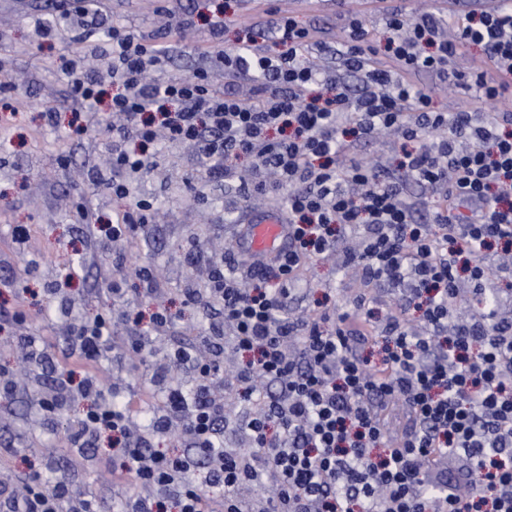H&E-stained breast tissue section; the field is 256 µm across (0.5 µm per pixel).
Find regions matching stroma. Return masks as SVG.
Here are the masks:
<instances>
[{
	"label": "stroma",
	"mask_w": 512,
	"mask_h": 512,
	"mask_svg": "<svg viewBox=\"0 0 512 512\" xmlns=\"http://www.w3.org/2000/svg\"><path fill=\"white\" fill-rule=\"evenodd\" d=\"M281 11L323 30L327 49L320 61L335 73L343 63L336 51L342 41L336 0H277ZM108 20L152 40H163L176 9L192 12L195 27L186 46L174 49L163 71L153 78L162 82L189 75L204 66L203 47L209 46L204 0H102ZM72 29L76 17L50 12L47 0H0V68L21 92L18 111L10 124H0V195L10 203L0 206V368L14 367L21 333L8 320L17 300L32 310L26 331L45 348L44 362L32 365L24 387L0 397V472L32 469L43 477L55 469L70 488L92 499L96 512H126L130 496L112 484V454L105 440L74 442L72 434L82 405L66 402L53 418L39 414L37 401L56 389L54 367L70 351L65 327L89 313L126 309L139 303V269L161 273L162 302L178 319L168 335L152 338L153 363L144 364L130 353L124 336L127 318L114 320L99 371L105 396L122 403L140 402L148 391L147 376L156 367L169 379H193L188 366L169 359L171 348L183 339L215 336L219 324L212 310L189 300V290H202L208 281L197 267L210 256L222 255L245 210L277 211L280 192H251L243 196L238 182L209 185L200 179L194 146L158 137L155 165L138 183L140 197L153 204V221L133 242L107 243L104 232L88 233L73 213L85 203L99 223L112 220L118 203L100 191L78 199L76 183L112 169L93 135L69 136L74 108L65 100V85L58 68L68 59L62 39L42 40L35 18ZM234 211L235 222L225 218ZM27 225L29 246L16 250L14 225ZM305 282L292 295L291 306L300 312L318 304L352 307L364 284L357 271L337 267L334 260L311 262Z\"/></svg>",
	"instance_id": "obj_1"
}]
</instances>
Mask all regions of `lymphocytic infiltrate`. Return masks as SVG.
<instances>
[{"label":"lymphocytic infiltrate","instance_id":"lymphocytic-infiltrate-1","mask_svg":"<svg viewBox=\"0 0 512 512\" xmlns=\"http://www.w3.org/2000/svg\"><path fill=\"white\" fill-rule=\"evenodd\" d=\"M382 2L388 35L380 48L369 44L364 15L342 17L343 55L361 82L355 97L343 77H325L314 61L317 31L272 7L252 21L271 34V48L250 41L212 52L210 67L177 80L151 83L147 74L162 69L170 45L193 29L188 12L176 15L165 46L112 25L107 75L64 69L67 97L78 106L93 105L103 82L114 87L108 111L118 124L91 116L72 130L96 129L113 167L127 173L104 185L124 203L108 240L127 238L153 217L133 180L150 169L148 147L161 130L196 145L209 180L237 176L245 158L257 176L274 167L288 191L281 252L256 263L233 251L228 267L208 275V303L230 328V346L214 339L171 353L195 372L196 393L190 399L169 384L151 427L178 438L184 451L151 448L133 410L103 398L98 363L110 317L71 331L72 363L60 370L65 390L41 399L40 409L49 417L62 400L85 401L74 436H111L122 458L114 485L132 476L143 488L133 512H512V320L502 315L512 307V267L482 259L495 244L512 257V112L495 109L512 86V0L449 13L450 37L434 17ZM52 6L64 17L78 10L83 22L66 41L87 57L99 11L78 0ZM474 46L482 51L477 64L457 75L456 59ZM215 69L225 84L213 80ZM419 72L458 78L483 118L437 111L430 90L413 82ZM238 80L252 83L250 99L236 93ZM388 131L402 139V176L433 196L426 222L415 220L380 165L339 163L357 141ZM351 232L359 243L342 262L360 268L371 291L360 294L354 312L324 304L291 318L290 284L310 261L335 255ZM242 268L255 287L242 286ZM463 277L474 285L473 300L492 295L497 303L460 322ZM386 285L403 288L398 302L374 296ZM377 339L381 349L369 355ZM227 350L250 406L241 425L247 453L225 447L224 403L211 397ZM395 407L414 422L398 437L386 420ZM207 484L220 494L205 493ZM0 512H93V504L64 485L50 490L30 476L19 492L1 478Z\"/></svg>","mask_w":512,"mask_h":512}]
</instances>
